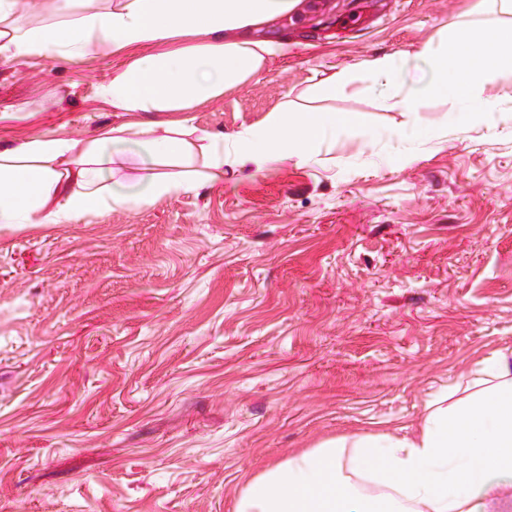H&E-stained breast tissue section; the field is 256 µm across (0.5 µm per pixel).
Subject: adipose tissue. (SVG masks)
<instances>
[{
    "mask_svg": "<svg viewBox=\"0 0 512 512\" xmlns=\"http://www.w3.org/2000/svg\"><path fill=\"white\" fill-rule=\"evenodd\" d=\"M29 0H0V57L53 50L73 59L147 48L99 94L117 112H183L201 99L258 77L282 44L254 29L299 10L303 0H118L106 13L66 19L74 0H55L60 22L19 29ZM185 35L203 43L175 51L164 43ZM432 78L419 95L397 82L405 57L364 63L393 106L415 111L419 96L485 108L483 85L512 73V27L449 28L439 46L417 47ZM360 127L351 112H291L280 107L262 126L231 136L198 134L187 121L130 123L98 137L27 139L0 145V225L63 224L133 201H154L218 183L225 169L258 173L273 163L316 162L337 134ZM139 136L144 168L132 188L109 181L118 153ZM202 161L205 178L190 166ZM512 481V353L480 360L464 387H445L407 433L339 436L268 468L242 488L236 512H482V503ZM374 491L364 489V482Z\"/></svg>",
    "mask_w": 512,
    "mask_h": 512,
    "instance_id": "1",
    "label": "adipose tissue"
}]
</instances>
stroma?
Here are the masks:
<instances>
[{"label":"stroma","instance_id":"1","mask_svg":"<svg viewBox=\"0 0 512 512\" xmlns=\"http://www.w3.org/2000/svg\"><path fill=\"white\" fill-rule=\"evenodd\" d=\"M512 25L487 0H332L264 29L294 43L195 103L234 134L281 104L355 112L317 162L68 224L0 226V512H235L247 479L340 435L416 422L431 394L512 352V75L493 109L371 91L361 64L453 26ZM143 48L0 59V144L166 121L98 93ZM347 70L344 96L309 88Z\"/></svg>","mask_w":512,"mask_h":512}]
</instances>
